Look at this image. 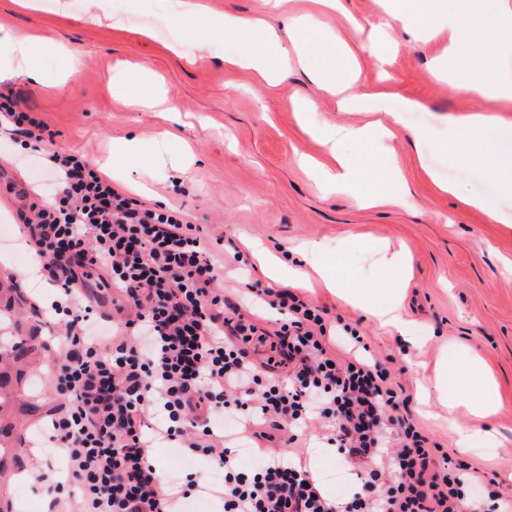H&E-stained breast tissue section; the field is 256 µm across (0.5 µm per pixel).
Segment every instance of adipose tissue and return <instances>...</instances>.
<instances>
[{
	"label": "adipose tissue",
	"mask_w": 512,
	"mask_h": 512,
	"mask_svg": "<svg viewBox=\"0 0 512 512\" xmlns=\"http://www.w3.org/2000/svg\"><path fill=\"white\" fill-rule=\"evenodd\" d=\"M423 0H389L388 16L401 21L411 29L431 28L433 37L446 43V50L438 58L432 75L444 80L467 70L468 76L460 84L464 93H477L499 102L504 111L512 112V7L501 5L499 0H452L449 8L440 11L436 22H429L422 10ZM479 26L494 42V56L501 74L494 80H486L482 64L463 62L460 50L464 46L472 26ZM211 26L216 30L234 32L243 42L242 52L233 58V65L249 68L261 76L279 74L289 68L288 51L275 34L261 29L257 24L236 19L217 17ZM336 57H328L321 70V78L331 88L337 103L346 110L367 107L373 112L386 109L387 93L376 92L365 97L348 94V82L336 73ZM485 119L471 117L466 136L475 157L483 159L488 175L494 179L505 199L512 200V159L505 149L512 146V122H501L496 143H488L483 133ZM317 133L326 142L334 144L347 139L359 143L364 151L362 158L332 151V166L327 167L329 179L336 184L363 192L367 205L381 204L387 193L386 182L369 178L368 160H386L391 154V132L383 126L318 128ZM349 303L367 310L382 323L405 331L406 322L400 308L403 292L399 286L386 291L384 305H374L367 290H350L343 294ZM435 389L448 409L466 406L478 417L494 416L501 396L499 386L486 372L479 356L463 347L443 350L435 368Z\"/></svg>",
	"instance_id": "ef3b65f1"
}]
</instances>
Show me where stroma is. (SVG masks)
Returning a JSON list of instances; mask_svg holds the SVG:
<instances>
[{"label": "stroma", "mask_w": 512, "mask_h": 512, "mask_svg": "<svg viewBox=\"0 0 512 512\" xmlns=\"http://www.w3.org/2000/svg\"><path fill=\"white\" fill-rule=\"evenodd\" d=\"M188 14L175 0H123L115 13L112 0H40L30 10L17 0H0V36H29L36 46L28 66L36 79L0 81V94L54 131L55 146L76 150L111 177L113 183L149 208H174L190 214L211 235L224 236L240 250L258 244L276 257L282 269L309 270L301 247L319 244L328 261L337 262L348 288H368L376 304L386 300L394 279L383 269L376 244L404 250L410 266L402 279L404 317L415 345L373 316L336 299L326 289L306 296L326 307L329 319L356 328L372 354L410 397L414 422L451 457L466 456L475 466L495 471L498 489L512 495V222L492 216L504 203L481 164L448 162V128L481 114L497 119L496 102L463 93L457 81H438L431 70L442 50L423 33L405 32L394 23V50L387 69H379L367 36L355 35L347 22L355 17L376 22L383 0H342L339 11L316 13L314 24L341 34L359 67L353 90L360 95L385 91L389 104L418 101L426 123L393 122L385 112L340 111L336 99L313 75L324 55L303 62L273 82L255 72L230 66L242 46L234 35L210 28L209 17L224 16L259 23L289 43L288 20L309 10L308 0H197ZM67 90H59L62 79ZM161 98L144 110L137 99ZM314 101L315 112L298 105ZM378 121L393 132L389 162L400 182L393 199L363 207L349 192L330 189L320 168L329 164L328 148L310 134L313 125L362 127ZM137 140L131 155L118 144ZM19 147L0 141V225L19 234V217L32 203L48 201L54 175L42 163H21ZM454 182L456 195L438 184ZM484 200L483 210L465 203ZM0 314L10 316L1 334L24 352L8 375L14 394L0 410L9 450L0 458V512H14L24 501L28 512H41L46 483H19L27 469L35 476L60 469L56 452L31 453L28 444L60 404L51 380L57 327L32 315L31 300L54 299V286L26 281L15 290L13 278L29 264L14 247L0 246ZM477 352L497 378L502 395L498 412L488 419L459 408L468 426L492 434L495 448L483 454L461 453L448 433V410L437 399L421 404L440 351L449 345Z\"/></svg>", "instance_id": "obj_1"}]
</instances>
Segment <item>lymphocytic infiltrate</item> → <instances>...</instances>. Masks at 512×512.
Here are the masks:
<instances>
[{
	"instance_id": "lymphocytic-infiltrate-1",
	"label": "lymphocytic infiltrate",
	"mask_w": 512,
	"mask_h": 512,
	"mask_svg": "<svg viewBox=\"0 0 512 512\" xmlns=\"http://www.w3.org/2000/svg\"><path fill=\"white\" fill-rule=\"evenodd\" d=\"M0 126L58 184L19 235L41 259L38 277L57 288L48 313L64 333L52 370L63 403L44 433L66 464L54 512H183L202 495L223 512H479L477 484L493 512H512L493 474L449 457L415 424L356 329L256 280L247 293L278 315L277 330L261 327L224 293L213 257L222 240L205 241L180 210L143 207L84 155L46 147V124L15 101L0 102ZM94 278L114 294L111 313L89 302ZM315 420L322 447L356 470L345 499L327 496L293 452ZM261 440L259 464L244 468L242 447ZM163 444L210 458L220 482L163 480L152 463Z\"/></svg>"
}]
</instances>
